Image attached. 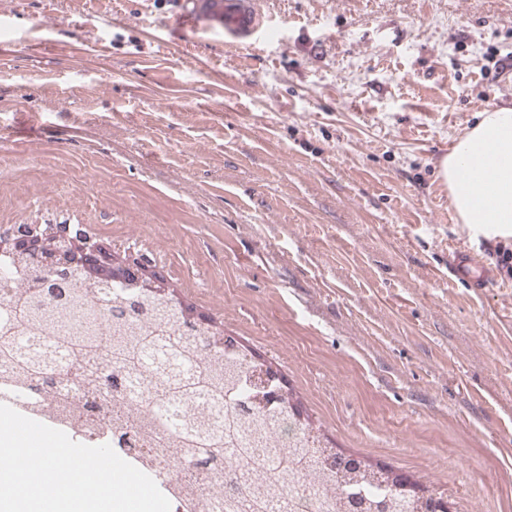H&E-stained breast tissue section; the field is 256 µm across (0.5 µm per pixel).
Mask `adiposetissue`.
Wrapping results in <instances>:
<instances>
[{"label": "adipose tissue", "instance_id": "ef3b65f1", "mask_svg": "<svg viewBox=\"0 0 512 512\" xmlns=\"http://www.w3.org/2000/svg\"><path fill=\"white\" fill-rule=\"evenodd\" d=\"M488 163L485 180H467L463 167ZM452 205L474 237H512V107H494L452 144L440 161Z\"/></svg>", "mask_w": 512, "mask_h": 512}]
</instances>
